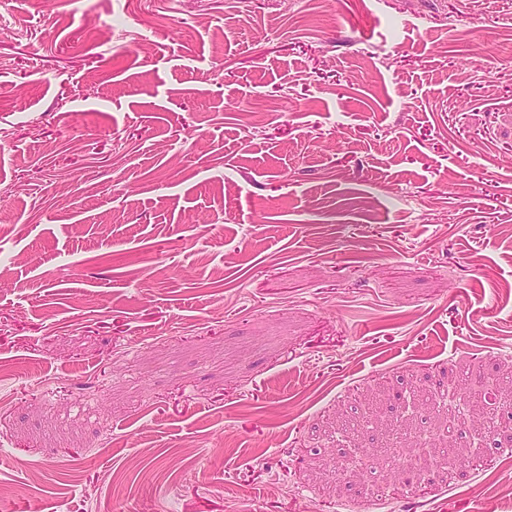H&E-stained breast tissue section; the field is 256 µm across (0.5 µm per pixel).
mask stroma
Here are the masks:
<instances>
[{
	"instance_id": "stroma-1",
	"label": "stroma",
	"mask_w": 512,
	"mask_h": 512,
	"mask_svg": "<svg viewBox=\"0 0 512 512\" xmlns=\"http://www.w3.org/2000/svg\"><path fill=\"white\" fill-rule=\"evenodd\" d=\"M510 366L512 0H0V512H512Z\"/></svg>"
}]
</instances>
